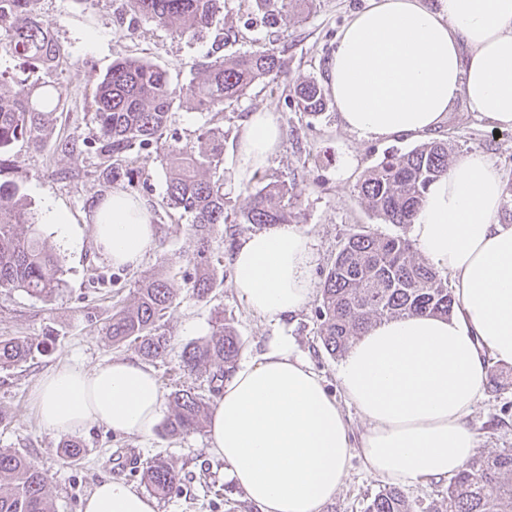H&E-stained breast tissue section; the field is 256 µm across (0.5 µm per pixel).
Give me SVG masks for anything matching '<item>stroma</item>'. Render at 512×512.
Instances as JSON below:
<instances>
[{
	"instance_id": "1",
	"label": "stroma",
	"mask_w": 512,
	"mask_h": 512,
	"mask_svg": "<svg viewBox=\"0 0 512 512\" xmlns=\"http://www.w3.org/2000/svg\"><path fill=\"white\" fill-rule=\"evenodd\" d=\"M122 3L99 0L91 6L85 0H37L40 20L69 58L67 68L55 75L53 89L65 101L66 110L57 115L44 146L20 142L7 158L9 174L21 183L35 214L36 225L32 228L61 261L65 287L51 303L19 289H0V337L50 345L49 350L34 352L24 363L0 368V409L10 415L9 424L0 425V448L19 449L40 467L47 478L52 512H79L85 497L106 478H119L136 490H144L141 474L132 465L158 456L167 459L181 477L177 491L159 499L158 512H255L223 460L208 453L207 428L172 437L158 424L149 436L141 437L90 424L71 435L84 448L82 464L74 468L63 464L56 454L61 435L39 424L32 407L39 378L66 363L91 368L114 359H139L134 346L112 345L105 334L106 325L116 307L129 300L138 280L163 273L174 287H182L193 272L192 258L197 249L190 217L163 209L169 171L161 155L148 149L136 159L142 177L132 193L158 210L156 241L137 267L112 266L94 246L91 214L113 186L98 178L100 160L96 154H66L57 151L56 145L66 137H92L94 83L115 59L146 58L185 83L196 76L198 64L261 44L273 45L284 63L278 80L255 84L241 100L225 105L219 114L180 105L172 114L171 129L180 144L192 146L207 128H223V160L213 175L223 178L224 195L231 207L238 209L256 188L255 181L242 183L236 177L238 133L252 112L267 109L278 115L282 143L265 171L285 181L299 204L297 227L314 242L317 259L312 276L319 285L337 248L357 226H369L382 235L395 234V226L382 223L361 200L358 186L367 171L385 156L407 152L418 141L401 136L360 137L341 125L335 105H328L321 116L313 117L298 111L291 96L292 86L300 81L313 78L325 82L340 30L366 0H314L310 5L302 0L297 9L303 22L285 28L265 27L252 14L247 0H230L223 20L201 40L177 36L150 21L139 22L131 30L120 27L117 14ZM90 29L98 34L92 44L84 37ZM434 136L447 140L453 156L485 154L503 181L512 180V130H496L479 113L470 111L465 102L456 103ZM349 159L356 165L346 177L342 168ZM54 207L68 214L73 238L62 237L46 222L47 210ZM32 228L23 224L19 230L25 233ZM241 236L235 225L219 227L212 237L211 255L224 282L216 285L207 300H181L161 322L170 349L164 359L152 362L151 368L163 394L184 386L204 394L207 401L215 400V393L209 390V372L183 371L180 354L186 344L209 337L216 316H225L234 326L242 342L239 358L243 361L259 356L277 330L249 312L232 286L231 255ZM282 329L291 336L297 353L308 358L324 377L330 393L340 395L339 361L322 347L314 305L289 317ZM469 423L479 447L489 451L512 448V381L505 382L499 392H485ZM383 487V481L369 474L360 458H352L345 485L322 512H365Z\"/></svg>"
}]
</instances>
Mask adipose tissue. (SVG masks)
Instances as JSON below:
<instances>
[{
	"mask_svg": "<svg viewBox=\"0 0 512 512\" xmlns=\"http://www.w3.org/2000/svg\"><path fill=\"white\" fill-rule=\"evenodd\" d=\"M326 83L342 126L367 139L423 137L461 98L512 129V0H368L341 29ZM281 141L275 113H251L238 139V180L265 168ZM503 201L502 176L480 153L456 159L429 186L409 235L450 277L459 308L448 319L385 320L355 340L337 372L343 401L283 333L225 377L209 451L257 512H321L356 455L369 474L399 487L450 478L470 461L478 440L468 418L488 368L512 366V223L500 218ZM92 220L94 245L113 266H138L155 243L148 202L124 191L104 199ZM315 261L312 240L295 226L251 232L234 251L233 286L248 310L277 326L312 299ZM32 402L54 433L95 423L146 436L162 392L151 368L115 359L54 368ZM82 512H157V503L107 479Z\"/></svg>",
	"mask_w": 512,
	"mask_h": 512,
	"instance_id": "adipose-tissue-1",
	"label": "adipose tissue"
}]
</instances>
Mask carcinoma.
<instances>
[{
  "label": "carcinoma",
  "instance_id": "cac0c4a2",
  "mask_svg": "<svg viewBox=\"0 0 512 512\" xmlns=\"http://www.w3.org/2000/svg\"><path fill=\"white\" fill-rule=\"evenodd\" d=\"M37 0H0V56H8L19 73L0 70V288H20L50 301L64 286L59 259L45 249L36 232L21 235L20 224L35 223L24 206L19 184L9 177L4 155L18 142L41 145L51 133L55 114L65 110L45 80H29L38 72L48 74L63 63L60 45L49 28L38 20ZM227 0H125L129 12L118 22L132 28L150 20L178 36L205 38L224 14ZM270 26L288 25L294 0H249ZM283 62L275 48L260 45L228 58L218 57L200 67V76L187 84L173 80L170 72L142 58L115 61L99 78L93 91L96 138L88 142L71 138L57 145L63 153L86 148L101 159L99 176L110 183L134 187L139 170L135 155L155 148L169 161L165 205L191 218L199 236L193 257L194 275L185 288H175L161 275L142 281L131 303L113 312L105 335L112 344H133L149 361L168 353L170 338L159 332V322L176 305L181 293L202 301L217 282L211 262L210 241L215 228L232 221L248 230L253 226L286 224L298 204L283 181H266L248 195L240 214L229 219L224 183L207 173L218 167L224 153V130L206 131L197 145L180 147L164 140L172 110L185 101L200 110H221L239 101L256 83L273 81ZM299 111L321 114L325 92L315 79L294 87ZM451 160L448 142L433 139L402 154L385 157L365 175L358 192L372 213L384 224L401 227L413 223L433 182L448 175ZM458 302L442 278L405 235L381 236L364 228L351 233L336 251L325 275L316 312L319 336L330 355H344L351 342L384 319L430 315L448 318ZM234 327L218 316L208 339L184 346L181 366L189 372L212 365V391L232 372L241 350ZM33 343L16 337L0 339V367L27 360ZM171 411L165 429L171 436L198 430L209 409L203 395L192 388L170 393ZM57 454L66 465L83 459L78 441H64ZM142 480L158 495L170 494L179 474L165 460L155 458L142 469ZM0 512H52L46 478L37 464L14 448H0ZM366 512H417V505L400 487L386 486L367 505ZM426 512H512V448L476 452L467 466L448 479L446 491Z\"/></svg>",
  "mask_w": 512,
  "mask_h": 512
}]
</instances>
